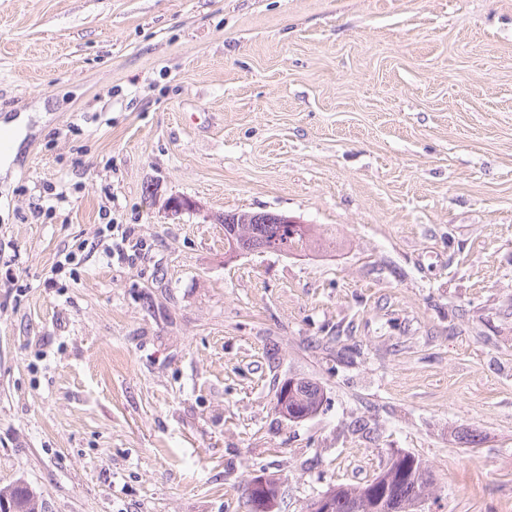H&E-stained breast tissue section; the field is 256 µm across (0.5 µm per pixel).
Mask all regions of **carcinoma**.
Returning a JSON list of instances; mask_svg holds the SVG:
<instances>
[{"label": "carcinoma", "mask_w": 512, "mask_h": 512, "mask_svg": "<svg viewBox=\"0 0 512 512\" xmlns=\"http://www.w3.org/2000/svg\"><path fill=\"white\" fill-rule=\"evenodd\" d=\"M253 221L224 227V244L234 251L264 252L275 242L288 244V252L312 247L316 233L310 224L303 232L292 236L287 224L277 223V215L253 212ZM324 401L323 390L309 380L296 388L295 400L290 406L307 417L317 413ZM433 485L431 472L409 453L390 458V463L372 480L359 487L336 486L332 512H418V504L429 496ZM10 512H43L42 503L26 486L15 485L8 491L0 489V502Z\"/></svg>", "instance_id": "1"}]
</instances>
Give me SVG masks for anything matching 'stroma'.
I'll list each match as a JSON object with an SVG mask.
<instances>
[{
	"label": "stroma",
	"mask_w": 512,
	"mask_h": 512,
	"mask_svg": "<svg viewBox=\"0 0 512 512\" xmlns=\"http://www.w3.org/2000/svg\"><path fill=\"white\" fill-rule=\"evenodd\" d=\"M22 111L0 488L254 512L262 477L308 512L410 453L422 512H512V0H0ZM244 211L320 240L230 253ZM110 222L127 258L93 248ZM291 378L324 391L300 421Z\"/></svg>",
	"instance_id": "obj_1"
}]
</instances>
